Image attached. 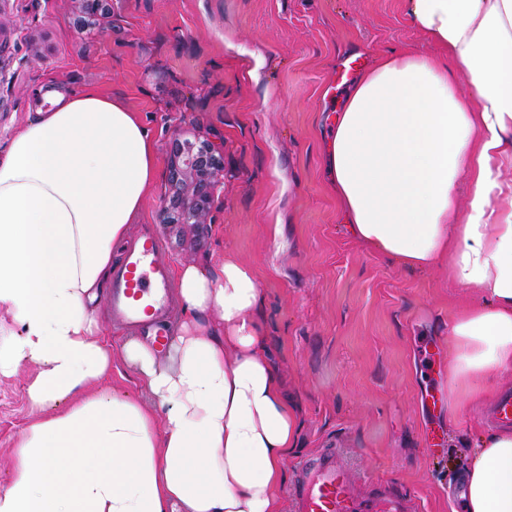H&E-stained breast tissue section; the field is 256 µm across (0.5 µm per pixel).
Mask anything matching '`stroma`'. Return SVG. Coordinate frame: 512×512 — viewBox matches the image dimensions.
<instances>
[{"mask_svg":"<svg viewBox=\"0 0 512 512\" xmlns=\"http://www.w3.org/2000/svg\"><path fill=\"white\" fill-rule=\"evenodd\" d=\"M406 0H111L89 20L73 0H0V133L46 92L94 87L150 126L160 176L138 221L174 264L231 254L261 290L268 354L301 431L288 469L340 448L352 474L396 483L422 512H459L470 451L512 390L502 373L450 414L448 325L478 304L447 263L416 271L352 237L323 179V115L341 111L347 60L443 51ZM224 149L207 224H167L174 133ZM440 359L422 372V350ZM27 372L0 379V483L29 420Z\"/></svg>","mask_w":512,"mask_h":512,"instance_id":"obj_1","label":"stroma"}]
</instances>
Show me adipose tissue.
Instances as JSON below:
<instances>
[{
  "label": "adipose tissue",
  "instance_id": "1",
  "mask_svg": "<svg viewBox=\"0 0 512 512\" xmlns=\"http://www.w3.org/2000/svg\"><path fill=\"white\" fill-rule=\"evenodd\" d=\"M408 17L450 63L392 57L362 75L324 143L326 183L353 237L409 269L447 260L481 295L448 327V385L465 396L512 368V0H408ZM49 97L0 143V377L30 371L0 512H282L297 420L233 257L180 267L172 365L124 344L150 405L95 392L112 374L95 309L155 142L96 88ZM464 483L465 512H512L511 428L473 449Z\"/></svg>",
  "mask_w": 512,
  "mask_h": 512
}]
</instances>
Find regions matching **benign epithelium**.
<instances>
[{"instance_id":"obj_1","label":"benign epithelium","mask_w":512,"mask_h":512,"mask_svg":"<svg viewBox=\"0 0 512 512\" xmlns=\"http://www.w3.org/2000/svg\"><path fill=\"white\" fill-rule=\"evenodd\" d=\"M223 170L224 156L209 141L182 139L180 133H174L163 223H208L217 177Z\"/></svg>"}]
</instances>
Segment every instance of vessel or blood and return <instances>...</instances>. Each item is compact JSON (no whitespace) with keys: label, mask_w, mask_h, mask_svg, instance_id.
<instances>
[{"label":"vessel or blood","mask_w":512,"mask_h":512,"mask_svg":"<svg viewBox=\"0 0 512 512\" xmlns=\"http://www.w3.org/2000/svg\"><path fill=\"white\" fill-rule=\"evenodd\" d=\"M107 303L113 323L153 329L157 345L166 346L174 316L173 268L152 225H143L113 264ZM489 419L512 427V391L500 395ZM289 500L290 512H420L398 486L356 479L335 448L319 449L297 466Z\"/></svg>","instance_id":"b4317fda"}]
</instances>
